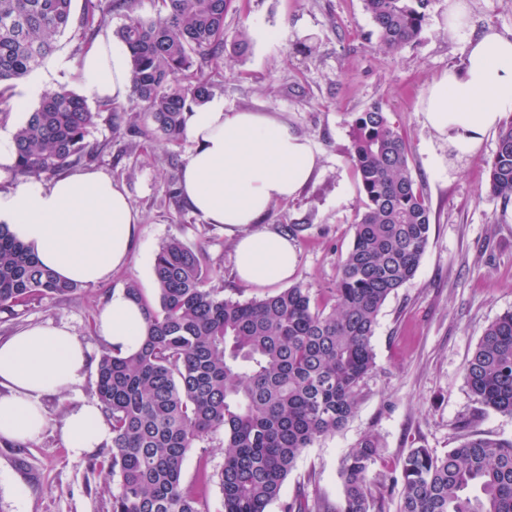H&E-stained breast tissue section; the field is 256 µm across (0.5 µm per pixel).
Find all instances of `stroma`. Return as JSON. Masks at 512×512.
<instances>
[{
	"instance_id": "35a3bbf8",
	"label": "stroma",
	"mask_w": 512,
	"mask_h": 512,
	"mask_svg": "<svg viewBox=\"0 0 512 512\" xmlns=\"http://www.w3.org/2000/svg\"><path fill=\"white\" fill-rule=\"evenodd\" d=\"M467 6L475 28L512 35V0H467ZM447 18L448 0H432L418 41L396 55L378 51L363 0H234L224 18L227 32L264 28L271 36L251 40L243 55L225 49L213 75L214 96L228 109L278 114L321 156L314 178L295 199L276 203L265 220L297 247L293 283L327 296L338 257L350 245L362 207L347 157L351 113L374 104L389 112L409 144L412 172L431 208L429 241L416 275L378 315L372 339L376 367L363 384L355 415L299 457L268 512H282L283 502L300 492L340 505L341 462L370 434L381 445L369 480L373 492L384 495L383 512L399 510L401 489L393 480L410 449L443 456L466 432L512 440V415L481 409L463 374L486 326L512 311V206L502 207L486 189L497 136L489 134L475 154L461 156L425 125L422 112L431 83L466 58V41L448 35ZM306 38L313 46L308 54L295 48ZM86 48L78 31L61 36L57 51L36 71L45 89L81 91L71 65ZM123 107L117 121L101 114L88 143L97 153L94 168L124 185L142 217L129 262L72 297L34 302L15 317L0 313V339L31 325L65 323L101 356L105 347L96 320L106 296L131 282L153 296V257L172 237L205 251L223 270L225 296L270 294V287L237 279L233 244L222 228L167 194L168 181L180 178L191 142L131 136L130 123L142 126L150 119L135 98ZM96 379V371H89L78 393L47 400L50 425L37 442L0 445V512H109L112 483L93 463L106 458L110 446L76 459L56 429L68 409L94 399Z\"/></svg>"
}]
</instances>
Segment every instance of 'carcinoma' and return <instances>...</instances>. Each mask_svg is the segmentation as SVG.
Segmentation results:
<instances>
[{
	"label": "carcinoma",
	"mask_w": 512,
	"mask_h": 512,
	"mask_svg": "<svg viewBox=\"0 0 512 512\" xmlns=\"http://www.w3.org/2000/svg\"><path fill=\"white\" fill-rule=\"evenodd\" d=\"M0 0V97L41 67L57 38L73 24L95 35L113 11L132 0ZM232 0H158L153 20L128 17L118 36L131 59L132 95L152 127L134 136L177 144L185 112L207 100V69L219 66L227 42L250 48L243 29L228 35ZM431 0H364L378 49L397 53L416 42ZM100 103L65 87L44 93L15 131L16 179H39L88 163L86 138ZM348 158L363 195L352 242L338 263L329 298L301 284L261 299L234 300L209 285L217 273L205 253L171 238L155 253L156 299L138 284L127 295L145 316L144 339L130 354L100 356L95 395L112 431L111 453L100 462L115 483L110 512H205L201 488L219 485L224 512H267L305 449L335 434L355 414L362 385L375 368L372 338L387 298L413 279L430 235V209L412 174L409 148L379 105L351 113ZM488 192L512 203V118L499 126L488 162ZM82 285L61 280L0 224V313L17 315L33 301L68 297ZM464 377L484 408L512 413V311L484 330ZM224 436V465L202 467L198 486L183 484L187 454ZM365 437L342 461L343 503L299 495L285 512H374L369 472L379 454ZM399 512H512V440L475 434L439 458L412 448L400 463ZM471 485L480 495L471 499Z\"/></svg>",
	"instance_id": "1"
}]
</instances>
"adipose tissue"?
<instances>
[{
  "instance_id": "1",
  "label": "adipose tissue",
  "mask_w": 512,
  "mask_h": 512,
  "mask_svg": "<svg viewBox=\"0 0 512 512\" xmlns=\"http://www.w3.org/2000/svg\"><path fill=\"white\" fill-rule=\"evenodd\" d=\"M95 99L125 100L132 92L129 52L102 31L78 66ZM512 113V38L494 28L467 42L462 69L429 86L424 120L460 155L474 154ZM194 148L181 172L183 199L234 244L242 281L274 286L293 275L294 244L263 220L274 203L296 196L320 159L311 140L268 112L228 109L214 97L186 114ZM142 218L125 187L107 174L79 169L44 183L30 178L0 191V224L60 278L96 284L125 265ZM141 307L116 291L101 309L98 336L107 346L135 351L144 336ZM92 364L91 350L67 325L24 328L0 341V442H36L48 421L43 400L77 392ZM62 440L79 458L112 434L98 402L85 401L60 421Z\"/></svg>"
}]
</instances>
